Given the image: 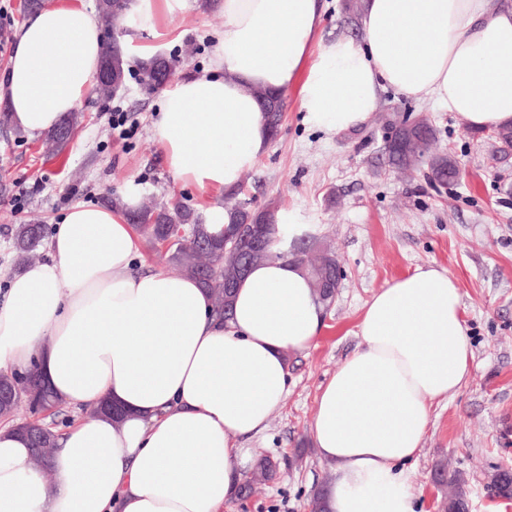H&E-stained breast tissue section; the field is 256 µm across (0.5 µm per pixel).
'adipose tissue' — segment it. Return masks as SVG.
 I'll return each mask as SVG.
<instances>
[{"mask_svg": "<svg viewBox=\"0 0 512 512\" xmlns=\"http://www.w3.org/2000/svg\"><path fill=\"white\" fill-rule=\"evenodd\" d=\"M187 0H136L125 20L156 29ZM224 30L205 73L166 91L153 121L185 186L236 188L271 143L260 86L299 82L304 120L327 133L371 119L390 88L481 131L512 125V6L491 0H364L361 39H323L322 0H220ZM100 20L79 0H46L22 26L0 78L16 127L39 135L96 83ZM277 215L276 258L238 284L229 320L194 279L134 270L125 211L73 205L46 261L8 280L0 369L38 368L56 396L86 410L61 432L53 481L25 433L0 425V512H224L260 435L288 392L289 355L323 324L304 267L285 251L315 234ZM359 343L321 387L310 426L327 467L326 512H416L409 468L434 404L469 374L462 295L448 270L420 266L366 302ZM104 401L120 421L95 415Z\"/></svg>", "mask_w": 512, "mask_h": 512, "instance_id": "ef3b65f1", "label": "adipose tissue"}]
</instances>
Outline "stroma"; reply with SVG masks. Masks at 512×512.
I'll list each match as a JSON object with an SVG mask.
<instances>
[{"label":"stroma","instance_id":"stroma-1","mask_svg":"<svg viewBox=\"0 0 512 512\" xmlns=\"http://www.w3.org/2000/svg\"><path fill=\"white\" fill-rule=\"evenodd\" d=\"M223 29L219 9L190 0L188 11L131 39L176 60L179 80L208 68ZM163 95L146 91L132 75L113 98L86 96L77 105L83 123L62 161L44 156L41 138L0 129V302L13 271V225L38 222L52 232L73 204L106 205L131 189L140 199L161 198L200 214L220 199L218 191L173 179L152 132ZM389 111L429 113L438 147L461 165L458 184L442 187L424 172L404 176L389 166L380 119ZM116 112L133 123L126 137L112 131ZM242 198L256 207L275 204L316 225L319 240L335 247L344 279L315 346L290 358L281 407L251 442L277 462L274 481L224 512H308L314 489L328 475L310 434L319 389L356 348L357 324L372 295L428 264L447 269L461 289L472 359L459 391L435 405L411 463L421 512H437L441 490L432 476L440 462L465 475L471 512H512V501L491 500L486 491L498 469L512 466V154L497 157L488 132L465 129L454 113L390 91L366 125L326 134L304 122L292 85L280 133L245 174Z\"/></svg>","mask_w":512,"mask_h":512}]
</instances>
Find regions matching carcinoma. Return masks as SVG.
Instances as JSON below:
<instances>
[{"label": "carcinoma", "instance_id": "1", "mask_svg": "<svg viewBox=\"0 0 512 512\" xmlns=\"http://www.w3.org/2000/svg\"><path fill=\"white\" fill-rule=\"evenodd\" d=\"M132 7V0H96V10L102 21L112 25V31L123 29L122 20ZM158 59L153 57L139 64L140 84L155 87L163 78L157 67ZM115 68L117 76L113 80L96 85V93L109 98L118 94L126 85L129 63L127 55L121 48L120 41L112 38L105 43L101 68ZM261 104L265 112L267 124L276 136L282 123L285 99L282 95L261 87L248 88ZM83 114L69 112L61 122L43 135L45 155L57 158L63 155L70 137L82 125ZM412 122L420 127L424 136L418 142L411 141L410 132L403 128L404 121L396 116L385 118L390 130L391 144L386 147L385 154L392 168L401 172L427 168L431 181L440 185H451L460 179L456 160L445 149L434 147L438 139L437 129L430 117L420 112L412 117ZM498 152L507 154L512 151V126L493 130ZM229 214V223L269 224V229L261 246H255L254 237L243 232L238 241L237 250L224 251V238L213 235L204 222V218L193 210L174 204L152 203L142 205L135 210L126 212L127 220L145 237L147 244L154 248L167 244L168 262L180 275L196 279L210 293L213 312L219 318L229 319L232 313L234 289L224 287V278L232 275L239 263L245 261L248 266L265 262L273 257L269 244L274 233V210H254L258 217H250L248 212L234 203L225 206ZM46 229L42 224H18L13 229L14 263L16 268L29 264L33 255L43 246ZM292 256L299 261L311 279V284L318 301L329 308L335 300V292L331 280L336 277L339 260L336 253L328 246L313 240L293 248ZM37 369L32 367L24 374H0V389L9 386L15 390L13 399L5 402L0 400V420L14 424L28 434L34 462L44 468L53 450L58 447L57 435L49 427L31 421L15 419L20 396L31 386L38 385ZM33 412L52 411L60 406L54 393L49 388H40L35 399L29 402ZM436 473L442 477L446 491L461 499L467 497L466 480L458 472L448 473L440 467ZM277 474V466L267 455L258 458L249 480L241 488V494L250 495L257 487L273 480Z\"/></svg>", "mask_w": 512, "mask_h": 512}]
</instances>
